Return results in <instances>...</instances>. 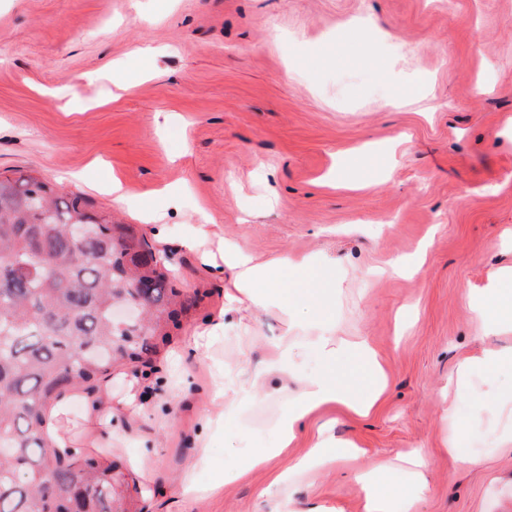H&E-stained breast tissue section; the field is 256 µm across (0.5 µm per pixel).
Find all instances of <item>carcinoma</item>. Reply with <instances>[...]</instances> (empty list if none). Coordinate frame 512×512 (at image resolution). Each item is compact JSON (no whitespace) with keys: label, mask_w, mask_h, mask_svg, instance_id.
Listing matches in <instances>:
<instances>
[{"label":"carcinoma","mask_w":512,"mask_h":512,"mask_svg":"<svg viewBox=\"0 0 512 512\" xmlns=\"http://www.w3.org/2000/svg\"><path fill=\"white\" fill-rule=\"evenodd\" d=\"M131 224L81 194L19 171L0 177V512H113L116 464L62 454L44 437L49 403L154 352L179 291ZM142 316L112 319L120 289Z\"/></svg>","instance_id":"cac0c4a2"}]
</instances>
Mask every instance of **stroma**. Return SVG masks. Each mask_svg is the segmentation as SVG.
Segmentation results:
<instances>
[{
  "mask_svg": "<svg viewBox=\"0 0 512 512\" xmlns=\"http://www.w3.org/2000/svg\"><path fill=\"white\" fill-rule=\"evenodd\" d=\"M146 49L155 71L117 89L113 71ZM346 156L359 188L325 185ZM18 170L135 225L187 300L147 362L117 366L109 381L113 401L152 396L98 450L137 486V512H365L356 467L391 462L415 493L404 462L414 448L430 457L416 512H512V446L501 442L512 421L480 407L512 392V370L457 377L465 359L512 354V332H491L473 305L480 295L495 305V274L512 268V0H0V175ZM114 174L133 206L100 191ZM167 185L179 194L159 197ZM149 208L167 243L141 222ZM201 225L211 251L225 239L259 263L335 261L337 331L367 337L387 373L369 416L320 409L292 448L246 478L237 472L251 450L275 446L298 378H270L245 402L247 422L225 415L204 456L199 393L226 365H267L291 319L254 309L247 338L229 330L204 361L183 355L232 285L182 247ZM417 257L410 274H386L392 260ZM329 421L337 440L363 449L358 466L336 460L260 496ZM455 429L478 466L448 456ZM188 470L201 490L191 504L180 487ZM220 470L228 479L214 494Z\"/></svg>",
  "mask_w": 512,
  "mask_h": 512,
  "instance_id": "35a3bbf8",
  "label": "stroma"
}]
</instances>
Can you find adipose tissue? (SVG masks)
<instances>
[{"label":"adipose tissue","mask_w":512,"mask_h":512,"mask_svg":"<svg viewBox=\"0 0 512 512\" xmlns=\"http://www.w3.org/2000/svg\"><path fill=\"white\" fill-rule=\"evenodd\" d=\"M223 262L225 268L231 271L234 283L233 290L224 295V309L238 314L253 306L276 307L288 312L297 308L302 301L323 298V282L334 273L331 264L310 256H284L258 264L231 242L224 245ZM296 327L304 331L305 343L318 353L327 370L306 376L300 394L286 403L276 421L278 446L253 449L247 464L251 470L287 450L295 442L301 423L319 409L338 405L352 415L365 417L381 403L387 387L384 366L368 339L337 336L335 319L322 310L313 317L301 319ZM355 364L373 379L372 387L362 392L353 391L336 376L337 371L347 370ZM266 374L236 369L225 386L215 388L210 394L205 411L207 423L223 421L226 399L232 398L240 403L256 396ZM80 399L87 404L85 420L97 443L111 442L112 425L118 417L135 416L144 410L143 405L131 399L113 405L112 394L105 387L87 399L78 391L63 392L57 402V415H65L71 404ZM363 478L369 488L367 512H391L397 501L406 510L412 505V497L405 495L395 484L386 462H375L369 471L364 472Z\"/></svg>","instance_id":"obj_1"}]
</instances>
